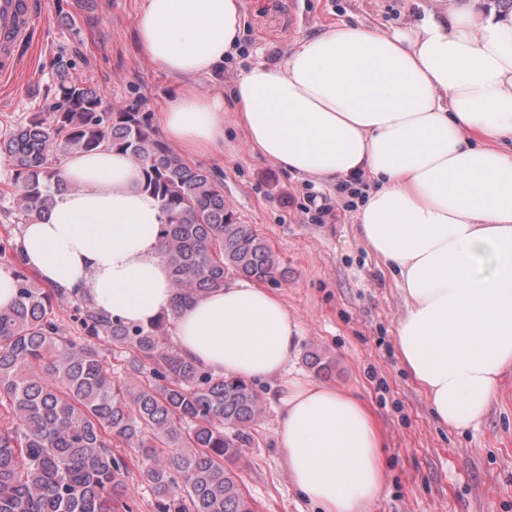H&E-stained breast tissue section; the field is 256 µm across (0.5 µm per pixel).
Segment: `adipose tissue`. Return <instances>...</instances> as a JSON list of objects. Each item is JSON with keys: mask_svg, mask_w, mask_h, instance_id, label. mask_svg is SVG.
<instances>
[{"mask_svg": "<svg viewBox=\"0 0 512 512\" xmlns=\"http://www.w3.org/2000/svg\"><path fill=\"white\" fill-rule=\"evenodd\" d=\"M242 0H143L144 55L175 82L159 117L190 157L224 150L218 75L236 48ZM231 93L252 149L293 175L366 178L361 240L405 301L398 357L442 426H478L512 368V11L449 0L391 33L338 24L243 70ZM56 193L21 228V262L57 288H88L97 308L146 325L170 311L157 199L128 157L68 154ZM180 351L215 373L280 378L298 325L281 298L244 282L182 308ZM276 437L291 482L320 512H372L385 487L384 435L355 395L292 379Z\"/></svg>", "mask_w": 512, "mask_h": 512, "instance_id": "obj_1", "label": "adipose tissue"}]
</instances>
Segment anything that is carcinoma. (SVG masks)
<instances>
[{"label":"carcinoma","instance_id":"carcinoma-1","mask_svg":"<svg viewBox=\"0 0 512 512\" xmlns=\"http://www.w3.org/2000/svg\"><path fill=\"white\" fill-rule=\"evenodd\" d=\"M57 109L0 135L13 169L14 201L37 222L64 188L61 157L100 147L132 159L138 186L165 217L162 254L173 305L148 326L95 307L86 288H42L18 265L19 241L0 236V265L13 264L17 297L0 310V512H133L131 468L152 491L155 512H256L230 467L252 440L263 402L245 380L196 364L168 342L182 307L226 285L283 276L271 247L224 202L207 169L188 164L132 107L103 108L100 90L58 71ZM68 305L82 335H68L54 307ZM100 340L129 353L112 375ZM119 443L128 459L114 456Z\"/></svg>","mask_w":512,"mask_h":512}]
</instances>
